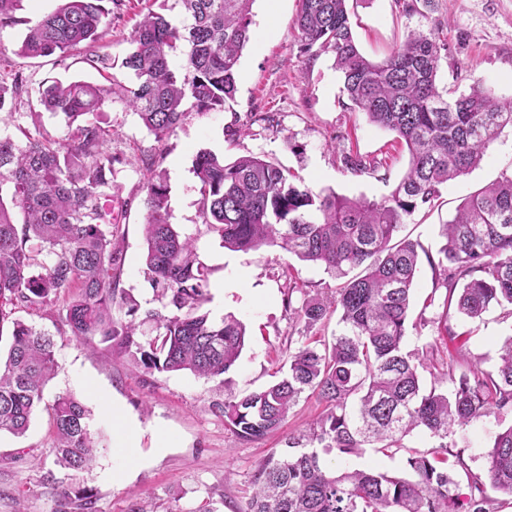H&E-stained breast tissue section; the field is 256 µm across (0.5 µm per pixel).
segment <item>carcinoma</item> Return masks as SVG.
<instances>
[{
    "instance_id": "cac0c4a2",
    "label": "carcinoma",
    "mask_w": 512,
    "mask_h": 512,
    "mask_svg": "<svg viewBox=\"0 0 512 512\" xmlns=\"http://www.w3.org/2000/svg\"><path fill=\"white\" fill-rule=\"evenodd\" d=\"M20 2L0 0V28L17 23ZM254 2L181 0L182 25L147 9L122 61L134 76L131 85L54 80L28 102L32 111L66 118V143L26 133L20 144L0 135V336L10 324L8 352L0 357V433L25 435L45 407L53 452L67 469L85 471L96 463L89 413L67 392L44 404V389L58 368L54 335L11 318L14 309L51 307L62 299L65 314L54 320L58 334L134 352L147 374L188 371L214 380L236 365L245 346L239 319L226 315L217 322L201 311L207 273L194 239L170 224L168 185L155 170V156L146 170L145 274L170 310L147 313L155 334L140 335L138 308L119 287L123 239L112 230L117 158L107 147L110 129L97 115L118 95L161 143L186 116V101L198 112L223 111L235 98ZM299 2L300 51L334 54L349 100L371 124L396 134L408 163L387 196L369 201L316 192L255 155L230 162L210 151L196 155L200 214L224 248L278 246L343 280L332 294H308L288 308L305 335L340 313L336 334L286 349L288 370L280 380L241 399L227 396L220 406L225 426L246 442L281 428L307 393L326 406L308 429L288 438L287 449L258 464L252 495L237 512H494L481 476L469 475L470 492H460L448 455L461 467L464 459L445 439L454 427L512 411V337L489 371L458 365L435 342L419 355L405 351L421 246L400 233L408 218L432 206L448 182L479 166L498 134L512 128V101H500L480 83L454 97L439 88L446 44L434 29L410 30L374 61L354 40L348 0ZM124 7L125 0H61L27 26L16 54L64 57L92 48ZM10 78L9 85L0 82V112L15 109L27 84L20 70ZM343 163L355 172L376 167L357 154L343 156ZM440 235L438 259L428 262L449 292L446 299H456L458 312L470 319L492 305L512 316V175L466 198ZM355 269L359 273L350 275ZM123 306L128 319L115 318L114 309ZM423 371L432 377L428 387ZM415 430L440 442L410 455L401 474L325 463L368 448L386 455ZM486 461L490 487L512 496V426L495 435ZM93 508L92 490L78 485L63 492L60 512Z\"/></svg>"
}]
</instances>
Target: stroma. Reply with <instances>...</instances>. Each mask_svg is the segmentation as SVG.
I'll return each mask as SVG.
<instances>
[{"label":"stroma","mask_w":512,"mask_h":512,"mask_svg":"<svg viewBox=\"0 0 512 512\" xmlns=\"http://www.w3.org/2000/svg\"><path fill=\"white\" fill-rule=\"evenodd\" d=\"M59 0H24L17 15L21 22L0 29V79L20 70L28 80L29 95L55 78L101 82L102 77L82 54L23 58L16 49L25 32V19L53 11ZM140 0H130L124 17L113 23L100 41L108 54L111 73L131 83L122 66L132 51L130 34L141 11ZM299 0H255L252 37L237 69V91L221 112H189L164 141L156 142L137 114L121 99H113L100 120L112 132L109 149L113 166L112 206L124 240L121 288L140 312L161 309L144 269L143 200L146 195L141 158L163 152L160 168L169 187L170 222L196 240L199 260L208 269V301L203 309L212 319L232 314L246 326V343L237 364L224 381H206L192 374L144 373L128 355L110 353L101 343L85 344L71 336L56 339L57 374L44 390L45 401L72 393L88 409L91 428L102 452L93 469L79 475L61 469L52 453L54 433L45 411H37L27 434L0 435V512H57L58 493L70 485L92 488L96 512H129L134 501H144L150 512H195L209 503L213 512H234L253 492L252 475L258 463L283 450L289 436L302 429L323 406L316 397L301 400L278 432L252 442L239 440L224 425L219 408L227 394L245 396L277 377L286 359L287 345H300L286 303L300 305L303 293L336 289V278L323 267L299 260L278 247L261 246L247 252L224 248L217 233L199 214L198 181L193 160L207 149L232 160L252 154L273 161L299 176L314 191H334L350 198L378 200L389 194L407 167L408 156L394 133L369 123L343 91V79L334 56H308L300 51L294 28ZM349 18L361 52L381 59L414 28L441 25L448 44L437 74L439 86L468 91L482 82L497 96L512 99V0H431L418 12L405 14L396 0H351ZM242 127L231 138L228 126ZM43 133L61 141L68 136L63 115L49 112L34 117L26 98L11 112L0 113V135H18L20 129ZM376 159L375 170H347L346 154ZM512 173V131L504 130L489 147L480 165L450 182L441 203L408 220L403 232L418 240L426 252L437 255L439 227L455 215L465 198L486 184ZM297 284L289 292V284ZM445 289L437 287L428 262H420L414 293L415 308L424 319L409 327L405 351L420 353L438 337L436 321L447 315L456 339L448 350L461 364L492 369L499 348L512 336V318L490 308L471 320L456 310H445ZM120 404L137 423L140 464L129 468L126 455L113 446V404ZM512 425V413L492 415L448 435L451 450L462 451L465 467H452L460 486L468 473L486 470L485 453L496 433ZM171 445H157L159 435ZM406 448L393 456L366 451L347 458V465L399 472L409 451L425 452L435 438L413 432Z\"/></svg>","instance_id":"obj_1"}]
</instances>
